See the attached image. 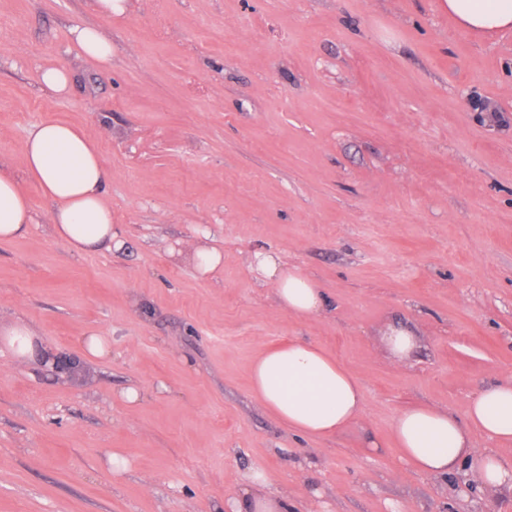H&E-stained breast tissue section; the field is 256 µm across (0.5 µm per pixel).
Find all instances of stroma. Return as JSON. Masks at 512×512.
<instances>
[{
    "label": "stroma",
    "mask_w": 512,
    "mask_h": 512,
    "mask_svg": "<svg viewBox=\"0 0 512 512\" xmlns=\"http://www.w3.org/2000/svg\"><path fill=\"white\" fill-rule=\"evenodd\" d=\"M82 24L110 67L78 56ZM49 65L68 94L43 91ZM46 119L95 138L121 249L55 237L22 157ZM0 166L33 216L0 241V330L25 322L74 364L0 339V512H215L256 470L294 512H512L467 470L418 472L391 431L512 381V31H463L440 0H126L110 19L0 0ZM202 248L221 254L205 274ZM260 253L324 310L281 309ZM392 325L416 337L405 359ZM94 334L107 356L85 352ZM293 338L361 383L334 435L291 432L251 390L258 352ZM72 40L80 53L100 65L112 63V44L99 29L75 26L70 30ZM39 81L44 89L60 96L68 92L71 74L64 67L48 66L41 71Z\"/></svg>",
    "instance_id": "obj_1"
}]
</instances>
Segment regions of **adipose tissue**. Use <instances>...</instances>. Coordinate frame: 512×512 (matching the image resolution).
<instances>
[{
  "mask_svg": "<svg viewBox=\"0 0 512 512\" xmlns=\"http://www.w3.org/2000/svg\"><path fill=\"white\" fill-rule=\"evenodd\" d=\"M442 7L461 29L487 37L512 30V0H443ZM25 173L53 209L55 236L76 254L111 249L119 232L104 200L107 173L97 144L84 129L44 120L29 131L24 144ZM31 204L12 173L0 169V241L24 235L31 224ZM259 264L275 286L278 304L303 318L319 314L323 294L295 267L263 255ZM254 395L289 430L308 436L332 435L364 410L359 380L318 346L305 341L260 352L251 369ZM512 441V382L486 387L469 406L465 419L418 405L404 411L393 434L404 458L419 472L445 476L468 469L476 482L512 490V462L490 450H476L470 430ZM216 512H289L287 495L266 490V479L252 472L237 496Z\"/></svg>",
  "mask_w": 512,
  "mask_h": 512,
  "instance_id": "ef3b65f1",
  "label": "adipose tissue"
}]
</instances>
